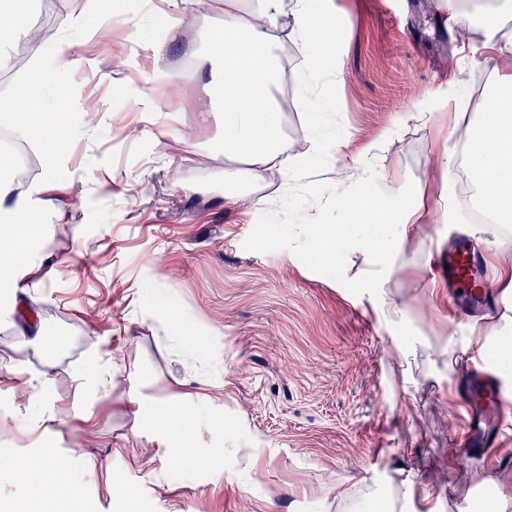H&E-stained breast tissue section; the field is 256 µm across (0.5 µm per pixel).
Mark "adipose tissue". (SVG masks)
Wrapping results in <instances>:
<instances>
[{"label":"adipose tissue","instance_id":"obj_1","mask_svg":"<svg viewBox=\"0 0 512 512\" xmlns=\"http://www.w3.org/2000/svg\"><path fill=\"white\" fill-rule=\"evenodd\" d=\"M204 2L166 0L169 22L152 40L156 71H163L171 44L192 37L183 18L185 7ZM286 16L291 17V26L281 25V18ZM18 35L26 39L32 68L16 96L0 101V126L19 130L41 145L45 171L35 181L16 180L10 175L11 157L0 154L1 296L16 295L22 278L31 270L15 245H28L42 237V225L29 221L32 203L34 198L63 191L57 166L69 156L72 140L70 112L49 103L50 98L71 95L58 80L60 72L70 66L65 48L59 46L45 53L44 39L30 19L29 0H0V38ZM286 41L304 51L298 92L311 127L310 147L304 153L289 152L274 94L284 75L278 47ZM338 42L331 0H224V23L210 30V50L198 58L199 67L207 70L209 78L200 88L195 109L204 121L216 113L222 117L219 150L207 153L206 158H224V182L230 188V199H241L240 184L257 186L264 172L275 166L287 181L302 186L312 156L334 143L327 126L335 102L322 87L338 71ZM484 46L492 84L484 96L479 122L466 130L463 149L473 188L470 212L482 215L499 230L512 225V36L491 25ZM396 176L394 163L376 147H369L364 158L353 161L348 182L336 190L335 221L315 218L305 224H290L286 234L292 239L314 241L316 261L321 265L334 263L338 254L347 251L370 254V265L359 272L358 281L366 288L382 287L402 237L423 220L406 191L392 196L376 192L381 178ZM356 224L365 225V232L353 233ZM12 347L43 357L41 389L20 405L22 429L35 436L39 452L0 454V483L13 481L20 487L15 495L0 496V512H80L76 490L66 478L69 459L51 449L52 417L47 410L55 402L56 361L46 353L41 328L32 323L16 328ZM74 380L80 399L105 400L118 387L111 364L96 354L83 358ZM196 399V393L190 391L148 401L135 399L132 436L156 427L158 439L170 455L194 464L199 455L189 451L188 442L190 408Z\"/></svg>","mask_w":512,"mask_h":512}]
</instances>
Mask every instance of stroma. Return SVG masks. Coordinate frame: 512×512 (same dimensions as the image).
<instances>
[{
	"label": "stroma",
	"instance_id": "35a3bbf8",
	"mask_svg": "<svg viewBox=\"0 0 512 512\" xmlns=\"http://www.w3.org/2000/svg\"><path fill=\"white\" fill-rule=\"evenodd\" d=\"M160 0H89L74 20L71 0H33V20L51 41L65 39L74 62L61 77L89 112L96 138L75 135L58 176L63 201L43 202L33 221L52 228L30 262L62 259L54 278L0 300V358H11L12 323L40 325L57 360L53 440L72 451L68 479L87 512H367L375 499L392 512H472L488 470L512 493V445L484 459L456 439L457 385L472 349L495 345L504 325L512 228L443 222L465 210L472 185L464 167L447 171L435 118L465 96L461 125L480 113L492 77L480 66L484 25L437 33L442 0H334L342 26L335 146L312 167V191L285 189L281 171L224 196V165L199 155L222 137L220 117L193 110L204 50L221 8L188 15L194 43L168 55L172 83L160 80L147 31L160 28ZM278 100L292 149L307 146L295 89L303 55L280 47ZM396 161L414 204L435 216L408 234L383 291L360 287L367 258L347 254L322 269L316 246L279 241L282 225L322 210L344 178L343 163L371 145ZM476 231L487 250L497 302L491 313L457 318L434 256L458 232ZM403 305L395 324L381 302ZM184 324L202 363L168 337ZM112 362L122 385L76 420L73 377L82 357ZM203 374L206 399L192 407L196 448L221 449L219 463L181 464L154 442L130 437L129 395L179 393ZM37 384L0 378V450L29 452L14 429L20 391ZM96 462L87 474L80 452ZM412 495H405V481Z\"/></svg>",
	"mask_w": 512,
	"mask_h": 512
}]
</instances>
